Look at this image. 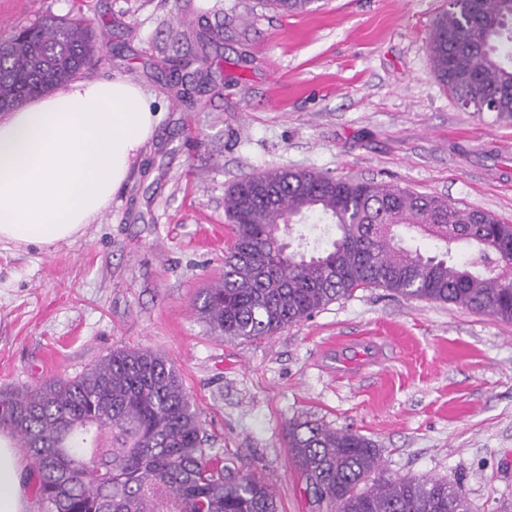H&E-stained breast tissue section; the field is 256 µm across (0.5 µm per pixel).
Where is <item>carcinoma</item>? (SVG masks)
Here are the masks:
<instances>
[{"label": "carcinoma", "instance_id": "obj_1", "mask_svg": "<svg viewBox=\"0 0 512 512\" xmlns=\"http://www.w3.org/2000/svg\"><path fill=\"white\" fill-rule=\"evenodd\" d=\"M284 14L315 0H272ZM84 17L15 28L0 43V98L23 102L65 87L97 59ZM433 71L459 102L494 105L512 119V0L448 7L431 34ZM207 58L180 82L211 79ZM233 244L221 281L203 294L212 331L272 336L359 288L450 303L512 322V225L480 210L393 185L310 170L245 174L225 200ZM310 213L336 226L329 248L307 254L293 234ZM404 227L441 242L429 255L402 243ZM466 243L464 262L452 245ZM0 427L29 453L46 512H279L273 485L224 468L207 452L203 425L179 372L148 349L117 348L67 378L15 394L0 391ZM288 447L309 492L330 512H473L459 483L379 472L374 442L311 421L288 426Z\"/></svg>", "mask_w": 512, "mask_h": 512}]
</instances>
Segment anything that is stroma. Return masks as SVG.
<instances>
[{"instance_id":"1","label":"stroma","mask_w":512,"mask_h":512,"mask_svg":"<svg viewBox=\"0 0 512 512\" xmlns=\"http://www.w3.org/2000/svg\"><path fill=\"white\" fill-rule=\"evenodd\" d=\"M447 0H0V41L82 14L93 79L139 84L160 109L111 206L80 237L0 245V391L67 378L116 348L178 369L212 453L273 484L280 512H322L288 448L290 421L374 441L384 476L462 483L475 512L512 497V323L360 288L276 335L211 332L199 295L233 243L224 211L242 175L273 168L376 180L512 224V121L461 108L430 37ZM222 28L213 80L176 95L196 45Z\"/></svg>"}]
</instances>
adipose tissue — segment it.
I'll return each instance as SVG.
<instances>
[{"label":"adipose tissue","mask_w":512,"mask_h":512,"mask_svg":"<svg viewBox=\"0 0 512 512\" xmlns=\"http://www.w3.org/2000/svg\"><path fill=\"white\" fill-rule=\"evenodd\" d=\"M161 119L130 80L70 82L0 116V243L47 248L112 204ZM24 462L0 433V512H27Z\"/></svg>","instance_id":"obj_1"}]
</instances>
